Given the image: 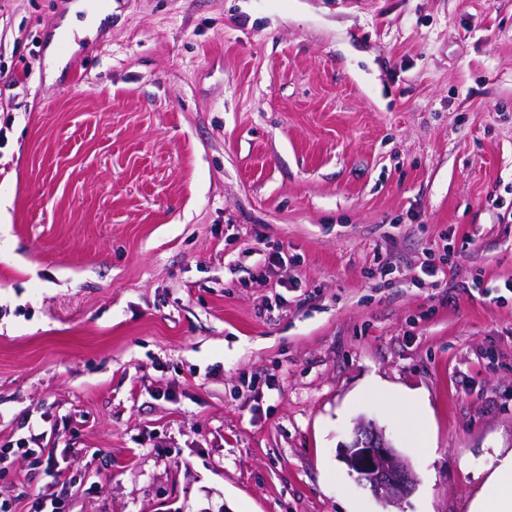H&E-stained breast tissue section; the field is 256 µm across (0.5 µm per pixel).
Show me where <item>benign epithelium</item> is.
Instances as JSON below:
<instances>
[{
	"label": "benign epithelium",
	"instance_id": "obj_1",
	"mask_svg": "<svg viewBox=\"0 0 512 512\" xmlns=\"http://www.w3.org/2000/svg\"><path fill=\"white\" fill-rule=\"evenodd\" d=\"M341 453L357 480L387 505H400L416 489L417 475L411 464L375 423L359 421Z\"/></svg>",
	"mask_w": 512,
	"mask_h": 512
}]
</instances>
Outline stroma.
Returning <instances> with one entry per match:
<instances>
[{
	"label": "stroma",
	"instance_id": "35a3bbf8",
	"mask_svg": "<svg viewBox=\"0 0 512 512\" xmlns=\"http://www.w3.org/2000/svg\"><path fill=\"white\" fill-rule=\"evenodd\" d=\"M73 2L0 0V499L468 512L512 449V0ZM365 420L354 426L352 440L341 447L343 459L382 503L401 505L416 489L417 475L385 430Z\"/></svg>",
	"mask_w": 512,
	"mask_h": 512
}]
</instances>
